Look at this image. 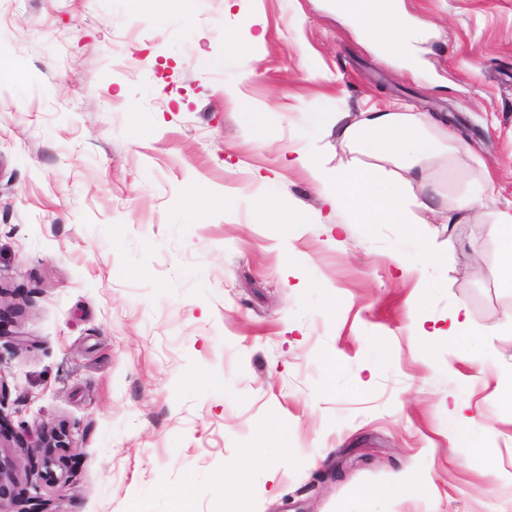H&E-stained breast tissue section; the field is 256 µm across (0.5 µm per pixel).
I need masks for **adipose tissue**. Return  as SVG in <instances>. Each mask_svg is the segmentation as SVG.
Instances as JSON below:
<instances>
[{"instance_id": "ef3b65f1", "label": "adipose tissue", "mask_w": 512, "mask_h": 512, "mask_svg": "<svg viewBox=\"0 0 512 512\" xmlns=\"http://www.w3.org/2000/svg\"><path fill=\"white\" fill-rule=\"evenodd\" d=\"M347 10L366 32L379 39L385 52H408L405 27L391 0H350ZM310 122L324 127L336 124L338 144L359 153L357 159L333 172L317 159H298L336 206L345 208L356 223L379 220L385 224H408L412 221V207L429 209L433 189L420 161L440 148L439 142L424 133L431 117L394 108L364 113L360 122L353 124L346 123L341 112H315ZM365 155L375 158V165H364L361 158ZM414 182L420 184L423 196L413 203L408 199V188Z\"/></svg>"}]
</instances>
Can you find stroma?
I'll use <instances>...</instances> for the list:
<instances>
[{
    "label": "stroma",
    "mask_w": 512,
    "mask_h": 512,
    "mask_svg": "<svg viewBox=\"0 0 512 512\" xmlns=\"http://www.w3.org/2000/svg\"><path fill=\"white\" fill-rule=\"evenodd\" d=\"M338 2L0 0V450L20 496L512 512V287L489 232L512 205V0H401L425 24L409 67ZM399 104L453 136L422 162L437 192L413 236L354 223L294 162L350 155L309 113ZM461 304L465 359L444 333ZM60 428L40 477L20 443Z\"/></svg>",
    "instance_id": "35a3bbf8"
}]
</instances>
